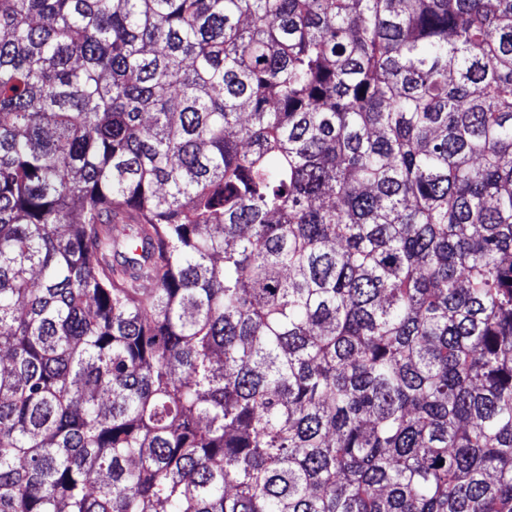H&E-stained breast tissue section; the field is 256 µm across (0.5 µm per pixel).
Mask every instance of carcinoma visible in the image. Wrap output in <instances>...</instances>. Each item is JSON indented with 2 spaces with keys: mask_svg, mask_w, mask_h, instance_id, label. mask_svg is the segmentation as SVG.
<instances>
[{
  "mask_svg": "<svg viewBox=\"0 0 512 512\" xmlns=\"http://www.w3.org/2000/svg\"><path fill=\"white\" fill-rule=\"evenodd\" d=\"M0 512H512V0H0Z\"/></svg>",
  "mask_w": 512,
  "mask_h": 512,
  "instance_id": "cac0c4a2",
  "label": "carcinoma"
}]
</instances>
